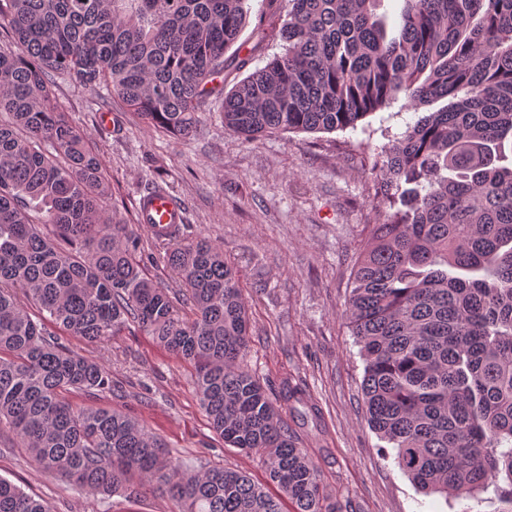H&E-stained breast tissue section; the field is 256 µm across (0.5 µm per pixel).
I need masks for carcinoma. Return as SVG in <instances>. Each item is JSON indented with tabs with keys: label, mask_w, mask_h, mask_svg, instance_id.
Segmentation results:
<instances>
[{
	"label": "carcinoma",
	"mask_w": 512,
	"mask_h": 512,
	"mask_svg": "<svg viewBox=\"0 0 512 512\" xmlns=\"http://www.w3.org/2000/svg\"><path fill=\"white\" fill-rule=\"evenodd\" d=\"M248 0H0L17 50H0V425L46 473L116 491L132 474L178 512H282L244 473L189 471L139 421L64 393L112 391L85 340L133 323L197 368L196 392L224 443L263 456L294 512H336L318 469L240 365L248 313L221 245L181 224L155 238L189 312L155 286L140 236L112 220L109 182L53 78L115 94L143 123L197 134L221 97L246 140L355 129L405 96L420 117L375 156L383 220L372 225L345 310L365 361L371 428L424 494L493 492L512 512V0H288L281 52L224 91V54ZM281 400L308 403L288 379ZM0 512H51L0 478Z\"/></svg>",
	"instance_id": "carcinoma-1"
}]
</instances>
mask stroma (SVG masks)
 <instances>
[{
    "instance_id": "1",
    "label": "stroma",
    "mask_w": 512,
    "mask_h": 512,
    "mask_svg": "<svg viewBox=\"0 0 512 512\" xmlns=\"http://www.w3.org/2000/svg\"><path fill=\"white\" fill-rule=\"evenodd\" d=\"M248 7V23L225 54L228 87L279 50L287 0H248ZM52 89L92 138L108 175L114 219L132 222L135 201L157 183L183 207L192 236L223 245L250 315L241 364L271 399H278L282 379L305 387L308 404H289L282 418L339 512H452L441 495L416 493L392 448L370 429L364 362L344 315L370 227L383 219L373 151L390 146L393 134L417 120L414 109L398 100L353 131L283 132L248 141L225 129L214 105L198 115L200 136L184 139L147 127L120 99L102 107L99 97L59 77ZM54 334L112 375L110 393L73 392V404L125 413L184 467L242 471L277 495L261 455L227 446L213 432L194 389L192 363L133 324L102 341L59 327ZM0 478L47 500L54 512L173 509L152 484L130 497L48 476L8 431L0 433Z\"/></svg>"
}]
</instances>
